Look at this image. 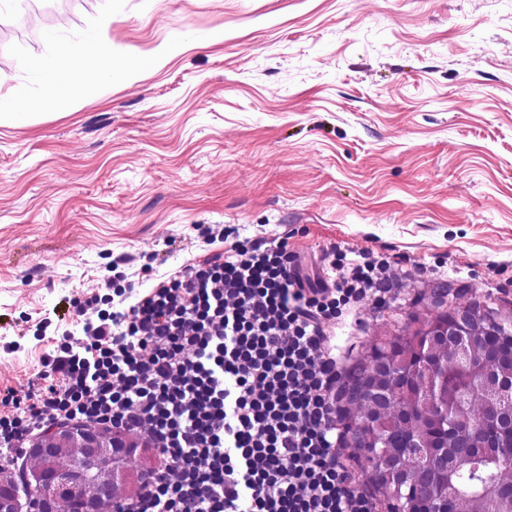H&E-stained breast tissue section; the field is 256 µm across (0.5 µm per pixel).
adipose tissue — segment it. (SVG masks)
Listing matches in <instances>:
<instances>
[{
  "instance_id": "1",
  "label": "adipose tissue",
  "mask_w": 512,
  "mask_h": 512,
  "mask_svg": "<svg viewBox=\"0 0 512 512\" xmlns=\"http://www.w3.org/2000/svg\"><path fill=\"white\" fill-rule=\"evenodd\" d=\"M46 39L52 49L34 74L41 95L36 98L20 90L13 91V101L21 109L36 107L44 97L62 98L69 95L71 73L68 62L71 58L81 59L89 69L106 78L116 76L117 70L112 62V42L104 30L92 28L74 41L61 39L52 32L47 34Z\"/></svg>"
}]
</instances>
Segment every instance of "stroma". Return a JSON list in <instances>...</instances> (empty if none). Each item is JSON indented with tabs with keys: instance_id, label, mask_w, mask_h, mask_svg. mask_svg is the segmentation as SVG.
<instances>
[{
	"instance_id": "35a3bbf8",
	"label": "stroma",
	"mask_w": 512,
	"mask_h": 512,
	"mask_svg": "<svg viewBox=\"0 0 512 512\" xmlns=\"http://www.w3.org/2000/svg\"><path fill=\"white\" fill-rule=\"evenodd\" d=\"M136 71L23 120L0 105V398L34 393L74 302L287 239L388 257L387 307L336 321L352 365L434 282L512 309V0H0V84L34 95L50 46L101 19Z\"/></svg>"
}]
</instances>
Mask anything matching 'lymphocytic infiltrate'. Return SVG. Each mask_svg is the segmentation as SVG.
Listing matches in <instances>:
<instances>
[{
	"mask_svg": "<svg viewBox=\"0 0 512 512\" xmlns=\"http://www.w3.org/2000/svg\"><path fill=\"white\" fill-rule=\"evenodd\" d=\"M394 271L338 251L302 277L285 240L235 242L111 313L43 360L30 399H0V461L82 420L146 437L163 466L122 512H371L343 459L330 325L391 294Z\"/></svg>",
	"mask_w": 512,
	"mask_h": 512,
	"instance_id": "lymphocytic-infiltrate-1",
	"label": "lymphocytic infiltrate"
}]
</instances>
